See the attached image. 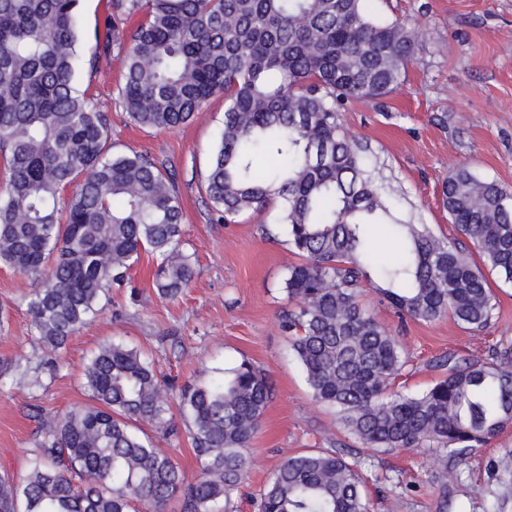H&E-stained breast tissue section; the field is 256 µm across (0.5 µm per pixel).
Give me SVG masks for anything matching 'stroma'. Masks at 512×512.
I'll return each mask as SVG.
<instances>
[{"mask_svg": "<svg viewBox=\"0 0 512 512\" xmlns=\"http://www.w3.org/2000/svg\"><path fill=\"white\" fill-rule=\"evenodd\" d=\"M370 7L382 19L419 26L421 37L401 88L377 105L348 103L340 121L368 145L395 220L425 224L454 239L441 197L452 170L465 165L512 189V0H371ZM124 77L123 57L114 50L97 68L81 67L76 82L108 116V151L137 152L175 170L181 246L196 260L195 278L178 297H161L153 286V259L141 255L130 272L136 292L113 290L111 305L69 339L56 367L42 371L41 386L31 387L18 381L12 365L38 352L27 309L32 285L0 266V473H26L37 430L34 408L62 414L92 406L83 369L102 344L120 341L179 386L210 380L245 359L271 378L273 399L247 449L254 467L232 497V512H257L260 494L288 457L331 448L361 461L371 512H512V491L493 471L512 450V427L474 449L447 486L423 450L372 452L331 432L334 412L314 401L280 327L287 267L296 259L283 225L249 212L235 223H217L205 193L211 150L224 128L223 96L211 97L203 112L176 130L141 128L122 108ZM488 279L496 314L477 332L447 317L402 321L376 292L363 294V304L405 348L396 390L423 392L440 376L439 358L485 359L501 337L512 336V285L493 273ZM177 425L178 437L158 436L154 443L193 479L200 467L191 423Z\"/></svg>", "mask_w": 512, "mask_h": 512, "instance_id": "1", "label": "stroma"}]
</instances>
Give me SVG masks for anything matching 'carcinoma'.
I'll return each mask as SVG.
<instances>
[{
	"instance_id": "carcinoma-1",
	"label": "carcinoma",
	"mask_w": 512,
	"mask_h": 512,
	"mask_svg": "<svg viewBox=\"0 0 512 512\" xmlns=\"http://www.w3.org/2000/svg\"><path fill=\"white\" fill-rule=\"evenodd\" d=\"M80 0H0V265L29 278L38 364L15 371L41 385L39 369L90 323L114 288H129L140 254L174 298L195 276L180 247L182 206L173 170L138 153H107L109 123L75 72L83 36ZM368 0H110L104 54L124 55L122 107L139 127L174 130L224 94V129L205 176L217 220L277 207L293 254L281 316L314 399L336 429L378 452L431 448L463 459L512 425V338L490 358L438 361L429 389L391 391L405 366L399 339L360 302L370 285L402 314L451 317L462 329L491 322L496 301L482 270L512 283V193L457 167L442 184L458 238L425 224H392L366 147L342 127L352 101L396 92L419 31L375 20ZM390 230L395 256L379 262L370 231ZM477 247V264L463 244ZM96 405L39 409L28 472L0 476V512H228L251 466L272 382L248 361L185 387L201 476L189 482L141 421L177 433L173 386L121 342L84 367ZM361 462L323 449L289 457L260 495L259 512H370Z\"/></svg>"
}]
</instances>
